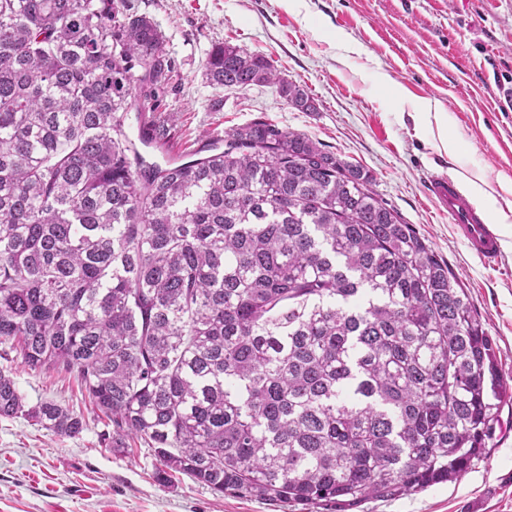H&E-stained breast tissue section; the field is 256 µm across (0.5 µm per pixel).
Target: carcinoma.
Returning <instances> with one entry per match:
<instances>
[{
  "mask_svg": "<svg viewBox=\"0 0 512 512\" xmlns=\"http://www.w3.org/2000/svg\"><path fill=\"white\" fill-rule=\"evenodd\" d=\"M172 70L127 0H0V358L74 377L106 447L143 439L159 481L215 493L350 512L487 457L512 396L448 264L361 166L272 122L146 163L125 123L168 143ZM204 75L317 111L228 42ZM0 416L85 428L3 369Z\"/></svg>",
  "mask_w": 512,
  "mask_h": 512,
  "instance_id": "cac0c4a2",
  "label": "carcinoma"
}]
</instances>
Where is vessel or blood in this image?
Returning a JSON list of instances; mask_svg holds the SVG:
<instances>
[{"label": "vessel or blood", "mask_w": 512, "mask_h": 512, "mask_svg": "<svg viewBox=\"0 0 512 512\" xmlns=\"http://www.w3.org/2000/svg\"><path fill=\"white\" fill-rule=\"evenodd\" d=\"M430 187L448 210V221L467 247L487 264H496L502 255V243L497 227L487 211L472 200L455 178L435 176Z\"/></svg>", "instance_id": "obj_1"}]
</instances>
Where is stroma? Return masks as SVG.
Listing matches in <instances>:
<instances>
[{
  "label": "stroma",
  "mask_w": 512,
  "mask_h": 512,
  "mask_svg": "<svg viewBox=\"0 0 512 512\" xmlns=\"http://www.w3.org/2000/svg\"><path fill=\"white\" fill-rule=\"evenodd\" d=\"M157 23L174 69L163 95L178 144L198 146L265 118L304 133L361 166L372 187L412 224L467 288L512 385V249L489 267L467 248L429 194L428 179L484 171L512 182V108L495 101L512 86V0H127ZM358 44L345 51L343 35ZM264 54L316 103L289 106L275 87L216 88L204 76L212 45ZM440 103L461 140L455 157L419 134L424 101ZM27 404L53 400L83 412L86 426L60 437L24 418L0 417V512H321L217 495L188 477L161 484L147 443L115 453L107 425L73 377L36 373L0 358ZM486 459L455 480L355 512H512V403L504 407Z\"/></svg>",
  "instance_id": "stroma-1"
}]
</instances>
